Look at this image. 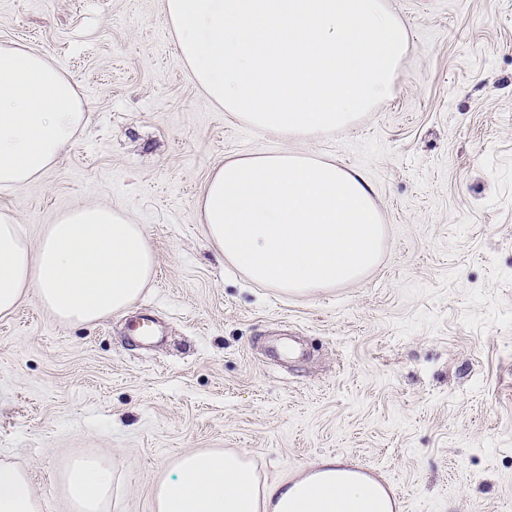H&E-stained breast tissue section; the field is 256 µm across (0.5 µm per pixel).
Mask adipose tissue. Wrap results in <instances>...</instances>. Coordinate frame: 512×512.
<instances>
[{"label": "adipose tissue", "instance_id": "1", "mask_svg": "<svg viewBox=\"0 0 512 512\" xmlns=\"http://www.w3.org/2000/svg\"><path fill=\"white\" fill-rule=\"evenodd\" d=\"M72 79L44 53L0 44V190L52 167L83 129ZM200 221L219 251L258 283L305 294L357 280L379 255L381 217L364 178L333 162L282 151L225 159L211 170ZM155 255L123 211L80 205L47 225L30 250L0 213V315L28 291L62 323H91L125 309L149 285ZM154 512H395L382 484L324 458L301 478L259 483L244 454L181 455ZM112 460L76 461L67 477L78 512H100ZM0 512H40L26 471L0 464Z\"/></svg>", "mask_w": 512, "mask_h": 512}]
</instances>
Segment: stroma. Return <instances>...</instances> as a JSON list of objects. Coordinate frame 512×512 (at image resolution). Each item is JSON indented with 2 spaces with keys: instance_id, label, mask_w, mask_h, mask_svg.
Returning <instances> with one entry per match:
<instances>
[{
  "instance_id": "stroma-1",
  "label": "stroma",
  "mask_w": 512,
  "mask_h": 512,
  "mask_svg": "<svg viewBox=\"0 0 512 512\" xmlns=\"http://www.w3.org/2000/svg\"><path fill=\"white\" fill-rule=\"evenodd\" d=\"M410 49L349 128L284 140L192 82L162 0H0V44L50 54L89 114L43 176L0 191L30 248L70 208L142 224L145 294L86 325L28 292L0 316V463L42 512L63 475L112 458L106 512H153L192 451L245 454L281 481L325 457L405 495V512H512V0H386ZM296 151L363 174L378 264L309 295L256 284L216 249L197 203L227 158ZM140 313L151 345L126 335Z\"/></svg>"
}]
</instances>
